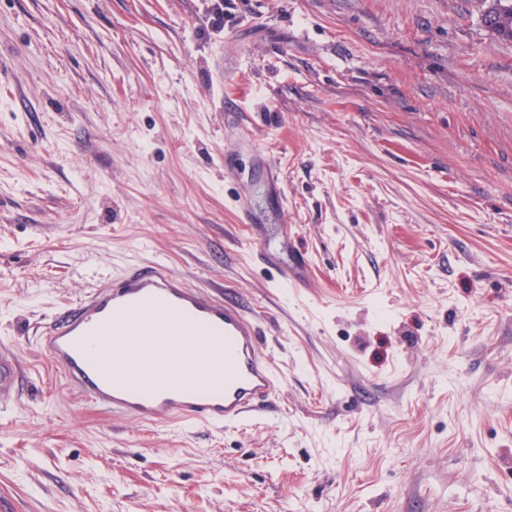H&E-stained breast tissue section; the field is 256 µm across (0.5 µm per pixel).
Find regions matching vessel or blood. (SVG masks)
<instances>
[{
    "mask_svg": "<svg viewBox=\"0 0 512 512\" xmlns=\"http://www.w3.org/2000/svg\"><path fill=\"white\" fill-rule=\"evenodd\" d=\"M67 382L94 406L153 424L239 425L278 393L256 319L150 261L104 282L40 337ZM18 364L0 350V400Z\"/></svg>",
    "mask_w": 512,
    "mask_h": 512,
    "instance_id": "1",
    "label": "vessel or blood"
}]
</instances>
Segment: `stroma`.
<instances>
[{"mask_svg": "<svg viewBox=\"0 0 512 512\" xmlns=\"http://www.w3.org/2000/svg\"><path fill=\"white\" fill-rule=\"evenodd\" d=\"M489 4L224 0L219 32L209 0H0V512H512ZM152 260L257 315L275 413L144 424L70 388L40 332ZM18 364L12 354L0 350V400L8 399L15 390Z\"/></svg>", "mask_w": 512, "mask_h": 512, "instance_id": "obj_1", "label": "stroma"}]
</instances>
